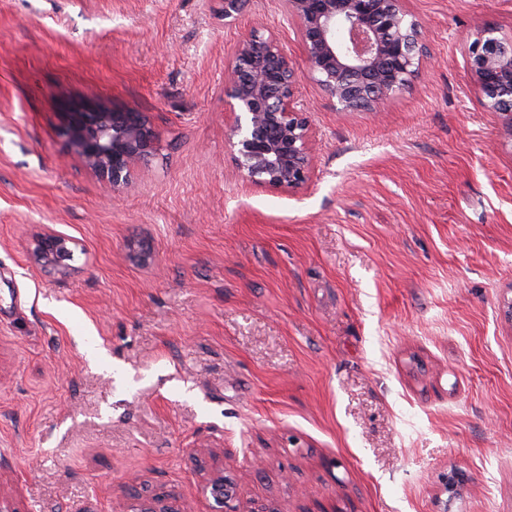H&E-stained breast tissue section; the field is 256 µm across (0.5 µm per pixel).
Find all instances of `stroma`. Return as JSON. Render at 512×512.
I'll use <instances>...</instances> for the list:
<instances>
[{
	"mask_svg": "<svg viewBox=\"0 0 512 512\" xmlns=\"http://www.w3.org/2000/svg\"><path fill=\"white\" fill-rule=\"evenodd\" d=\"M410 89L343 112L281 0H0V493L18 512H512V135L462 53L512 0H408ZM304 78L313 173L243 179L224 64ZM93 97L158 136L109 191L59 128ZM69 240L67 274L31 254ZM143 244L148 260H130ZM206 492L222 507L224 503L231 499L235 493L234 482L224 476L223 469L216 467L205 485Z\"/></svg>",
	"mask_w": 512,
	"mask_h": 512,
	"instance_id": "1",
	"label": "stroma"
}]
</instances>
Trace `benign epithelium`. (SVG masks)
<instances>
[{"mask_svg":"<svg viewBox=\"0 0 512 512\" xmlns=\"http://www.w3.org/2000/svg\"><path fill=\"white\" fill-rule=\"evenodd\" d=\"M306 55L308 71L342 112H375L409 86L424 53L423 26L405 0H282ZM480 104L498 113L512 135V28L482 26L462 47ZM300 75L273 32L249 31L224 67L229 142L243 179L288 192L310 180L309 124L298 97ZM74 154L117 190L133 164L155 149L146 117L91 100L74 104L60 129ZM68 239L49 229L33 257L64 274ZM206 492L222 505L234 482L215 468Z\"/></svg>","mask_w":512,"mask_h":512,"instance_id":"benign-epithelium-1","label":"benign epithelium"}]
</instances>
